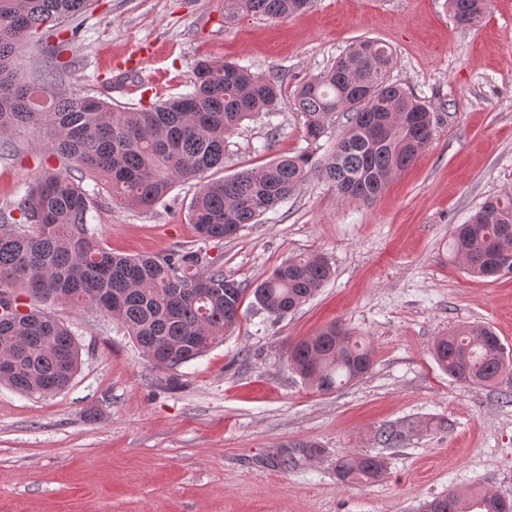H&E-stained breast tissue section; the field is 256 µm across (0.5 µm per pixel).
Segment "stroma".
<instances>
[{"label":"stroma","instance_id":"obj_1","mask_svg":"<svg viewBox=\"0 0 512 512\" xmlns=\"http://www.w3.org/2000/svg\"><path fill=\"white\" fill-rule=\"evenodd\" d=\"M224 3L96 0L58 35L33 33L17 65L30 81L59 70L55 92L123 111L188 91L203 57L282 74L274 117L228 138L224 166L211 172L220 178L281 155L327 154L345 115L308 143L294 90L373 38L395 52L392 81L429 106L432 141L371 201L339 199L313 176L221 242L199 243L189 222L195 179L153 209H94L115 253L205 247L246 288L239 326L203 356L158 370L110 318L51 306L81 365L51 396L0 385V512H421L451 489L512 498V372L469 386L431 356L436 338L467 324L490 326L512 351V273L475 277L448 253L453 227L487 196H512V0H491L466 28L445 0H316L299 16L241 13L229 23ZM147 42L154 56L118 74ZM54 163L35 127L0 138V211ZM306 255L324 257L331 279L286 317L261 309L255 286ZM334 322L365 342L372 369L322 392L297 374L288 348ZM385 424L407 439L383 446ZM350 454L382 457L383 474L342 482L336 461Z\"/></svg>","mask_w":512,"mask_h":512}]
</instances>
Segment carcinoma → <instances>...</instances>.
<instances>
[{
    "instance_id": "carcinoma-1",
    "label": "carcinoma",
    "mask_w": 512,
    "mask_h": 512,
    "mask_svg": "<svg viewBox=\"0 0 512 512\" xmlns=\"http://www.w3.org/2000/svg\"><path fill=\"white\" fill-rule=\"evenodd\" d=\"M314 0H228L224 20L239 13L283 18ZM453 21L477 24L490 0H447ZM90 0H0V136L35 125L62 160L46 168L16 203L21 220L0 224V384L28 395L61 392L80 365L74 333L46 312L55 304L94 308L122 326L157 366L175 368L201 356L236 328L245 288L202 249L177 247L161 255L128 257L107 249L90 226L94 202L73 168L100 177L117 206L153 208L175 184L197 179L189 222L206 243L232 237L276 209L315 174L338 197L369 201L405 170L432 140L427 106L390 80L395 63L387 44L361 39L295 91L305 137L316 143L336 113L347 122L336 146L320 159L303 152L230 177L207 180L224 165V147L246 120L269 115L282 91L279 73L259 76L235 62L199 59L192 90L157 106L117 112L96 96L43 99L53 75L39 84L19 78L22 44L89 9ZM450 252L473 274L512 273V197L484 202L457 227ZM331 276L319 255L277 266L253 291L268 313L287 316ZM456 381L491 386L512 369V356L488 326L471 325L440 337L432 348ZM299 375L325 392L363 378L370 351L340 324L289 345ZM384 461L346 455L336 461L344 481L379 477ZM424 512H512V498L462 496L427 502Z\"/></svg>"
}]
</instances>
